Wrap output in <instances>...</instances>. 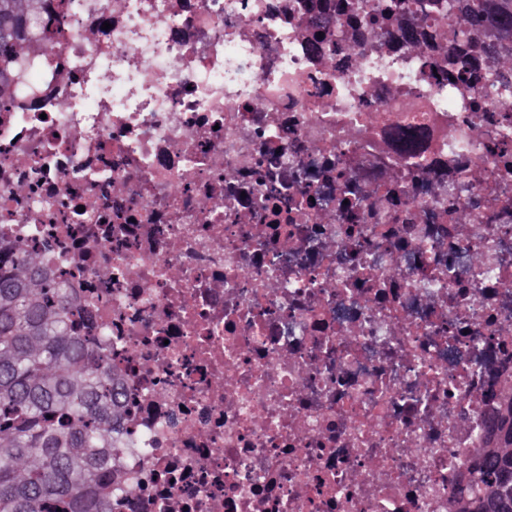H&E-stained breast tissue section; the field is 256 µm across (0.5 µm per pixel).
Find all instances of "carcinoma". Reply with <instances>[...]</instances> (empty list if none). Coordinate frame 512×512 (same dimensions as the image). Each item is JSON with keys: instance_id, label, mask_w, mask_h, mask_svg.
<instances>
[{"instance_id": "obj_1", "label": "carcinoma", "mask_w": 512, "mask_h": 512, "mask_svg": "<svg viewBox=\"0 0 512 512\" xmlns=\"http://www.w3.org/2000/svg\"><path fill=\"white\" fill-rule=\"evenodd\" d=\"M353 32L368 12L349 0H307ZM46 0H0V97L41 48L33 21ZM420 12L466 16L448 31V75L466 62L512 94V0H420ZM0 264V512H114L125 412L121 378L70 325L73 299L35 254L12 246ZM465 494L448 512H512V375L490 395L476 453L459 463Z\"/></svg>"}]
</instances>
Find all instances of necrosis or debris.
Here are the masks:
<instances>
[{
    "label": "necrosis or debris",
    "mask_w": 512,
    "mask_h": 512,
    "mask_svg": "<svg viewBox=\"0 0 512 512\" xmlns=\"http://www.w3.org/2000/svg\"><path fill=\"white\" fill-rule=\"evenodd\" d=\"M305 0H51L0 243L123 380L116 512H448L512 371V99Z\"/></svg>",
    "instance_id": "4bbe7bcc"
}]
</instances>
